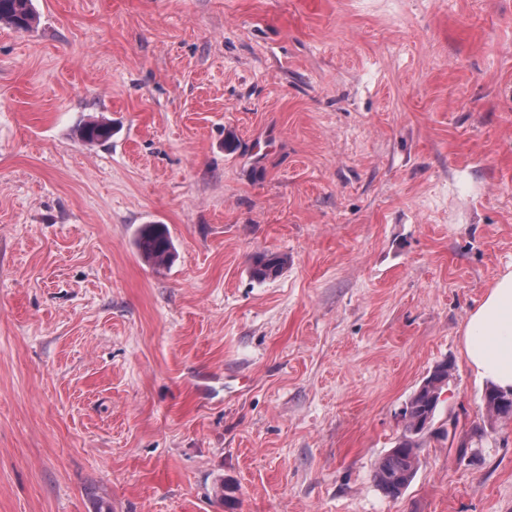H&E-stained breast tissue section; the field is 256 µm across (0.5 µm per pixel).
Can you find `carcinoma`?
<instances>
[{
	"mask_svg": "<svg viewBox=\"0 0 512 512\" xmlns=\"http://www.w3.org/2000/svg\"><path fill=\"white\" fill-rule=\"evenodd\" d=\"M37 23L32 0H0V25L17 30H29ZM79 138L87 143L107 142L112 138V123L101 117L85 122L78 130ZM139 254L146 260L164 266L175 256L174 246L163 224L145 225L136 242ZM286 259L279 255L256 256L251 267L253 279L263 282L278 276ZM451 368L441 363L423 380L406 402L403 410L404 427L395 446L375 465L374 480L382 493L397 498L413 481L418 464L419 439L434 424L439 396L448 383ZM506 394L489 386L483 395V404L491 418L512 419V404H504Z\"/></svg>",
	"mask_w": 512,
	"mask_h": 512,
	"instance_id": "cac0c4a2",
	"label": "carcinoma"
}]
</instances>
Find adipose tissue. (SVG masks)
<instances>
[{"label":"adipose tissue","instance_id":"ef3b65f1","mask_svg":"<svg viewBox=\"0 0 512 512\" xmlns=\"http://www.w3.org/2000/svg\"><path fill=\"white\" fill-rule=\"evenodd\" d=\"M462 336L470 370L500 389H512V270L495 278Z\"/></svg>","mask_w":512,"mask_h":512}]
</instances>
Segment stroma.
Segmentation results:
<instances>
[{
	"instance_id": "obj_1",
	"label": "stroma",
	"mask_w": 512,
	"mask_h": 512,
	"mask_svg": "<svg viewBox=\"0 0 512 512\" xmlns=\"http://www.w3.org/2000/svg\"><path fill=\"white\" fill-rule=\"evenodd\" d=\"M33 4L0 27V512H512L461 336L512 268V0ZM443 360L450 435L387 498ZM78 136L87 143L107 142L112 138V123L103 117L92 119L79 128ZM136 246L142 257L158 266L170 264L175 256L170 234L164 224H146ZM287 261L280 255L261 254L256 256L251 267V275L253 279L263 282L278 276ZM450 371L448 362L435 366L406 402L402 433L374 469L376 485L385 496L398 498L413 481L419 464V439L434 424L439 396Z\"/></svg>"
}]
</instances>
